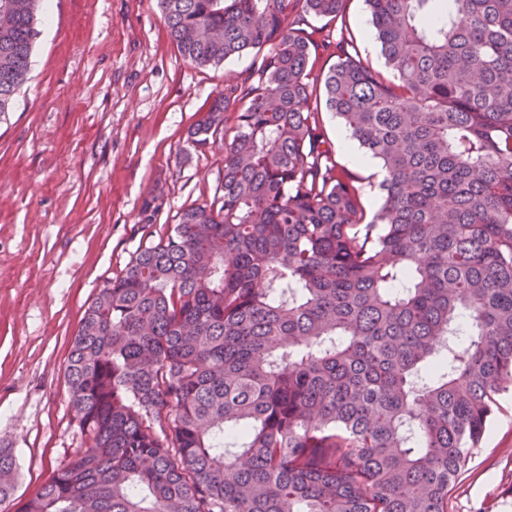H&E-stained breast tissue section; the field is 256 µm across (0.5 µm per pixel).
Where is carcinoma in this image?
Here are the masks:
<instances>
[{"label":"carcinoma","instance_id":"carcinoma-1","mask_svg":"<svg viewBox=\"0 0 512 512\" xmlns=\"http://www.w3.org/2000/svg\"><path fill=\"white\" fill-rule=\"evenodd\" d=\"M39 2L0 0V115ZM364 2L387 76L303 28L347 0H160L185 59L256 78L189 130L205 147L234 111L220 205L155 239L144 200L149 243L71 342L89 447L18 512H448L512 391V0ZM323 108L381 165L367 224ZM15 470L0 448V503Z\"/></svg>","mask_w":512,"mask_h":512}]
</instances>
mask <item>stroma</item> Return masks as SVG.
<instances>
[{"mask_svg":"<svg viewBox=\"0 0 512 512\" xmlns=\"http://www.w3.org/2000/svg\"><path fill=\"white\" fill-rule=\"evenodd\" d=\"M346 22L360 60L384 63L364 0ZM27 82L0 115V446L14 449L12 503L34 494L86 448L69 406L71 340L102 284L146 243L141 206L160 197L154 222L220 195L233 113L209 145L187 131L225 84L246 79L250 58L201 67L170 38L159 0H44ZM336 160L380 206L379 162L353 165L323 112ZM448 512H512V393L448 496Z\"/></svg>","mask_w":512,"mask_h":512,"instance_id":"stroma-1","label":"stroma"}]
</instances>
